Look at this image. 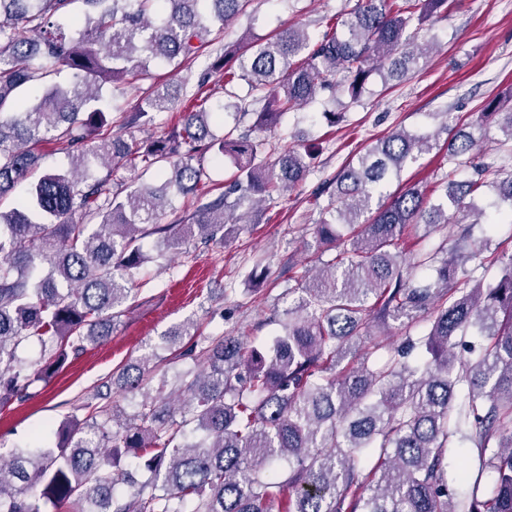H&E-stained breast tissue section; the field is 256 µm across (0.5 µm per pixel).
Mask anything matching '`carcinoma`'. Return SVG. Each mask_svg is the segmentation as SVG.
<instances>
[{
  "mask_svg": "<svg viewBox=\"0 0 512 512\" xmlns=\"http://www.w3.org/2000/svg\"><path fill=\"white\" fill-rule=\"evenodd\" d=\"M77 0H0V198L38 161L33 146L55 141L73 159L49 172L18 207L0 210V405L30 396L86 344L112 334V321L132 299L146 257L140 241L155 236L169 249L184 230L209 240L227 235L244 203L270 201L296 188L314 154L233 132L211 130L205 104L211 86L243 80L235 103L253 127H277L288 112L345 91L352 101L373 72L400 80L425 51L414 22L446 14L455 0H355L318 38L289 26L267 38L242 36L224 47L182 99L180 126L127 140L151 112H167L174 95L149 86L120 116V133L98 139L108 99L105 85L136 89L156 63L191 64L248 0H82V17L67 19ZM38 60L33 67L30 60ZM71 85L53 82L62 70ZM342 81H336V75ZM39 82L35 102L17 91ZM512 150V107L494 112ZM444 195L454 209L429 206L405 166L431 151L439 135L403 129L369 145L324 192L330 203L315 225L322 274L304 270L296 295L269 321L278 325L265 349L223 334L195 338L175 328L163 344L181 349L192 367L157 374L152 352L123 368L121 386L140 394L119 420L110 394L97 395L63 420L54 446L36 436L0 453V512H512V256L497 257L493 283L466 264L487 243L464 252L443 245L406 263L400 243L423 226L484 224L467 196L483 189L512 202V173L487 161L477 125L448 117ZM229 158L234 172L214 198H197L187 224H164L172 197L198 191L208 161ZM109 166L95 178L93 163ZM156 171L158 183L122 196L111 175ZM472 171L466 183L454 180ZM399 182L397 191L380 194ZM433 280L412 284L413 272ZM427 322L425 354L405 337L370 361L364 344L389 318ZM41 346L38 366L22 357ZM472 444L469 491L458 502L448 480L454 438ZM377 457L372 473L361 464ZM142 480L122 492L130 470ZM492 477L485 490V476Z\"/></svg>",
  "mask_w": 512,
  "mask_h": 512,
  "instance_id": "obj_1",
  "label": "carcinoma"
}]
</instances>
